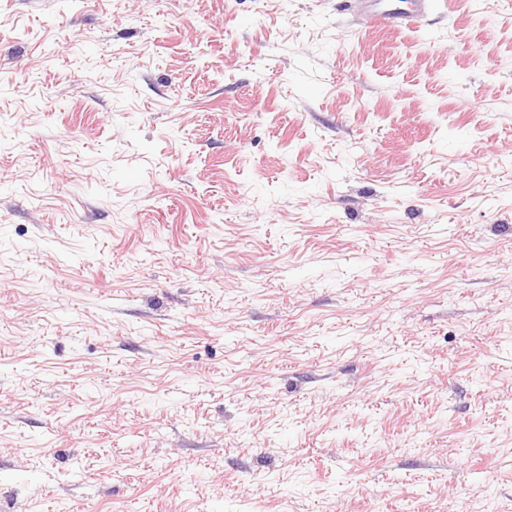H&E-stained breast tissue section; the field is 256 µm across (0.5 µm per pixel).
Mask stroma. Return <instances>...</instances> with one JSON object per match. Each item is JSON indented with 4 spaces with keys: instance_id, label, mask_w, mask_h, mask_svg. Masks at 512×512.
I'll list each match as a JSON object with an SVG mask.
<instances>
[{
    "instance_id": "stroma-1",
    "label": "stroma",
    "mask_w": 512,
    "mask_h": 512,
    "mask_svg": "<svg viewBox=\"0 0 512 512\" xmlns=\"http://www.w3.org/2000/svg\"><path fill=\"white\" fill-rule=\"evenodd\" d=\"M0 512H512V0H0ZM428 0H346L347 10L356 9L384 28H412L424 14Z\"/></svg>"
}]
</instances>
